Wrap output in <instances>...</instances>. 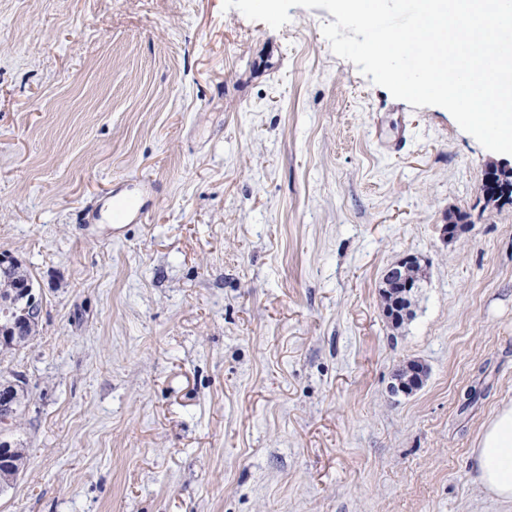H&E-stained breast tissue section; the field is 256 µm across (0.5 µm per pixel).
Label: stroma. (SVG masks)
Segmentation results:
<instances>
[{"instance_id": "obj_1", "label": "stroma", "mask_w": 512, "mask_h": 512, "mask_svg": "<svg viewBox=\"0 0 512 512\" xmlns=\"http://www.w3.org/2000/svg\"><path fill=\"white\" fill-rule=\"evenodd\" d=\"M222 5L0 0V252L41 304L0 352V512H512L469 459L512 402V202L481 193L512 155L336 56L326 9ZM140 179L142 221L81 223ZM0 447L1 459L4 460L9 456L7 463L0 464V482L3 481V483H9L10 485L24 469V457L16 448H11L10 454L6 443H0Z\"/></svg>"}]
</instances>
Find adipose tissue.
Returning a JSON list of instances; mask_svg holds the SVG:
<instances>
[{"label": "adipose tissue", "mask_w": 512, "mask_h": 512, "mask_svg": "<svg viewBox=\"0 0 512 512\" xmlns=\"http://www.w3.org/2000/svg\"><path fill=\"white\" fill-rule=\"evenodd\" d=\"M471 455L484 490L512 503V404L503 405L484 425Z\"/></svg>", "instance_id": "1"}]
</instances>
